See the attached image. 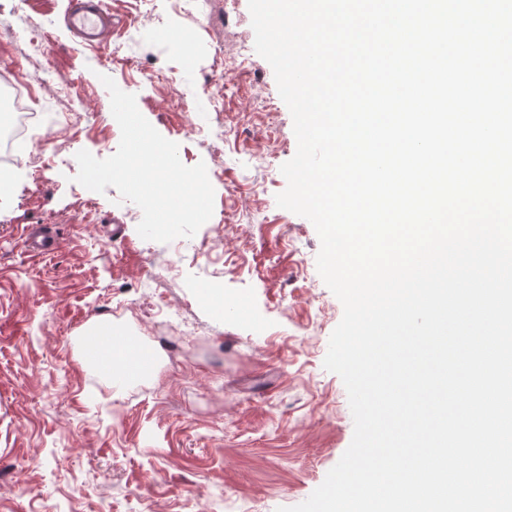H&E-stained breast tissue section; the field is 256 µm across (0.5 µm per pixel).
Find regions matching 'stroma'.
I'll return each instance as SVG.
<instances>
[{"label":"stroma","mask_w":512,"mask_h":512,"mask_svg":"<svg viewBox=\"0 0 512 512\" xmlns=\"http://www.w3.org/2000/svg\"><path fill=\"white\" fill-rule=\"evenodd\" d=\"M208 2L186 16L108 0L117 31L97 50L68 32L67 0H0V79L23 87L52 161L37 180L26 148L0 166L13 185L0 189V512H277L305 501L352 441L346 388L323 366L343 306L317 271L314 225L276 204L292 116L281 100L273 118L261 112L260 94L278 92L261 56L217 67L221 0ZM44 55L82 97L76 121L42 80ZM105 75L184 165L205 163L214 212L193 237L142 239L138 206L76 182L78 151L119 146ZM31 224L52 227V254L25 252ZM97 329L157 351L151 393L129 399L133 380L113 385L77 355V336Z\"/></svg>","instance_id":"1"}]
</instances>
